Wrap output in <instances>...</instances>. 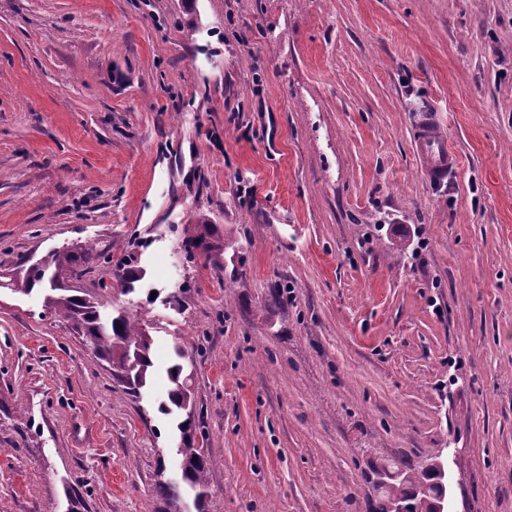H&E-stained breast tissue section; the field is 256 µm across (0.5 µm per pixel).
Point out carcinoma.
Wrapping results in <instances>:
<instances>
[{"label":"carcinoma","mask_w":512,"mask_h":512,"mask_svg":"<svg viewBox=\"0 0 512 512\" xmlns=\"http://www.w3.org/2000/svg\"><path fill=\"white\" fill-rule=\"evenodd\" d=\"M218 234L211 225L203 228H189L183 240L184 250L188 257H193V251L205 243L203 254L209 261L215 259L230 243H223L218 238L213 243L205 242V238ZM76 261L75 254L70 250L56 251L49 256V265L61 271ZM113 276L119 285L133 286L142 278V270L136 265V257L128 255L116 264ZM48 285L54 295L48 298L56 313L69 320L82 336L92 346L94 352L117 368L123 379V386L132 395H137L144 388L151 376L153 360L151 358L150 336L139 321L132 319L126 313L115 316L102 312V305L93 299H87L69 294V288L62 282H47L39 269L28 268L22 275L10 279L8 287L16 293L28 295L36 288ZM167 375L172 383L167 400L161 402L157 410L164 415L175 412L193 410V393L190 377L185 374L182 363L175 362L167 369ZM199 449L187 447L182 449V455L187 457L185 475L182 482H165L160 484L161 495L167 501L172 512H180L179 503L182 498L181 490L205 493L207 486L209 463L206 456H197ZM441 488L434 483V474L420 471L411 473L404 471L403 478L394 481L383 488L378 498L372 500L370 512H386L384 502L399 499L409 504L411 512H431L429 501L438 496Z\"/></svg>","instance_id":"cac0c4a2"}]
</instances>
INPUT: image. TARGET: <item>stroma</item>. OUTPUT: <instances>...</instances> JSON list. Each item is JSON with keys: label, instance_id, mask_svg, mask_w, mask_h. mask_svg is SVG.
Returning a JSON list of instances; mask_svg holds the SVG:
<instances>
[{"label": "stroma", "instance_id": "obj_1", "mask_svg": "<svg viewBox=\"0 0 512 512\" xmlns=\"http://www.w3.org/2000/svg\"><path fill=\"white\" fill-rule=\"evenodd\" d=\"M202 220L240 252L187 257ZM63 248L155 373L0 287V512H164L178 349L206 512H368L445 447L456 512H512V0H0V274ZM418 157L427 177L441 181L456 163V155L449 149L447 138L436 128L432 119H426L419 128ZM113 276L120 286L127 285L133 288L134 283L142 278V270L136 265V257L128 255L116 264ZM167 375L173 387L168 391L167 401L161 402L157 410L164 415L185 411L187 418L178 424L180 432L184 433L192 428V420L189 412L193 410V393L189 381L190 375L185 374L182 363L174 362L167 369Z\"/></svg>", "mask_w": 512, "mask_h": 512}]
</instances>
